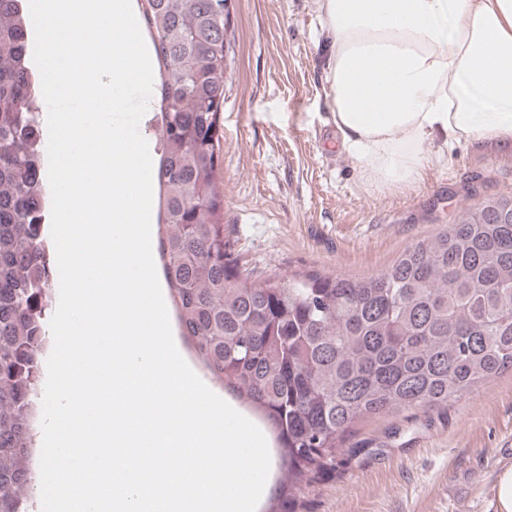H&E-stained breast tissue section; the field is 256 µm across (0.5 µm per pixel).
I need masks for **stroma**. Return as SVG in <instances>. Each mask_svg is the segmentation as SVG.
<instances>
[{
  "mask_svg": "<svg viewBox=\"0 0 512 512\" xmlns=\"http://www.w3.org/2000/svg\"><path fill=\"white\" fill-rule=\"evenodd\" d=\"M219 114L224 234L258 272L377 274L486 200L512 196V142L454 148L405 190L362 175L338 145L325 97L331 45L313 0H229ZM340 476L302 512H498L512 463V371L447 408L362 422ZM495 490L498 512H512V464L504 466L498 473Z\"/></svg>",
  "mask_w": 512,
  "mask_h": 512,
  "instance_id": "stroma-1",
  "label": "stroma"
}]
</instances>
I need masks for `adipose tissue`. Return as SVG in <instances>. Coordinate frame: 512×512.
Here are the masks:
<instances>
[{
    "label": "adipose tissue",
    "instance_id": "ef3b65f1",
    "mask_svg": "<svg viewBox=\"0 0 512 512\" xmlns=\"http://www.w3.org/2000/svg\"><path fill=\"white\" fill-rule=\"evenodd\" d=\"M313 2L333 126L364 175L408 188L454 147L512 140V0Z\"/></svg>",
    "mask_w": 512,
    "mask_h": 512
}]
</instances>
